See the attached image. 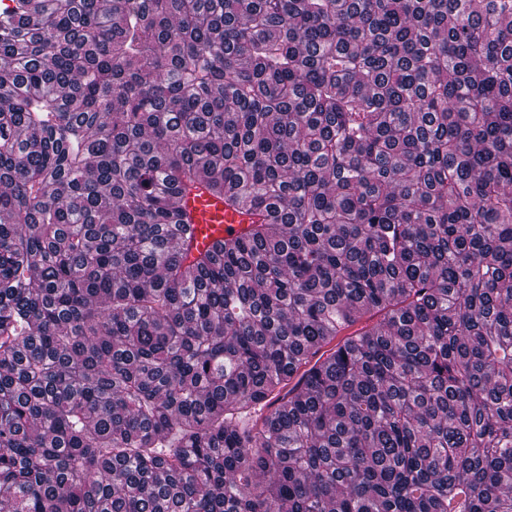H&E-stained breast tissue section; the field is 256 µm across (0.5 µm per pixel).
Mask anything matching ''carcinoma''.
<instances>
[{"label":"carcinoma","mask_w":512,"mask_h":512,"mask_svg":"<svg viewBox=\"0 0 512 512\" xmlns=\"http://www.w3.org/2000/svg\"><path fill=\"white\" fill-rule=\"evenodd\" d=\"M0 509L512 512V0H0ZM197 194V195H195ZM192 217L191 254L210 248L216 240L242 235L249 227L246 213L235 211L206 191H195L179 201Z\"/></svg>","instance_id":"cac0c4a2"}]
</instances>
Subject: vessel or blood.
Here are the masks:
<instances>
[{
  "instance_id": "obj_1",
  "label": "vessel or blood",
  "mask_w": 512,
  "mask_h": 512,
  "mask_svg": "<svg viewBox=\"0 0 512 512\" xmlns=\"http://www.w3.org/2000/svg\"><path fill=\"white\" fill-rule=\"evenodd\" d=\"M180 206L193 220L191 250L195 253L205 251L215 241L242 235L249 227L246 214L204 191L184 196Z\"/></svg>"
}]
</instances>
